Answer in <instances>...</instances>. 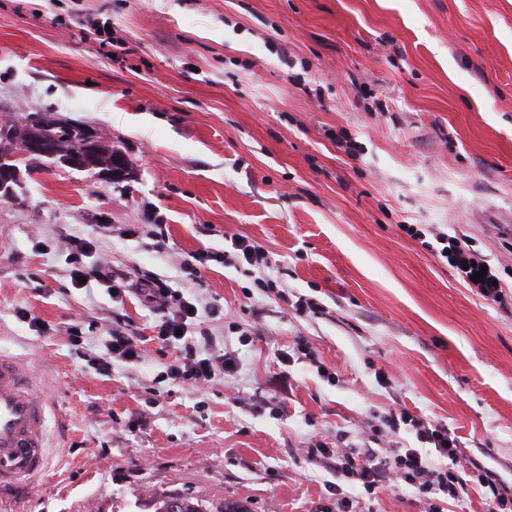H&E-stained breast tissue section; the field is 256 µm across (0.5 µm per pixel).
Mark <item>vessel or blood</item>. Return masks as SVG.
<instances>
[{"label": "vessel or blood", "mask_w": 512, "mask_h": 512, "mask_svg": "<svg viewBox=\"0 0 512 512\" xmlns=\"http://www.w3.org/2000/svg\"><path fill=\"white\" fill-rule=\"evenodd\" d=\"M44 399L13 360L0 357V483L48 464Z\"/></svg>", "instance_id": "obj_1"}]
</instances>
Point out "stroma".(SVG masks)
Instances as JSON below:
<instances>
[{
  "label": "stroma",
  "instance_id": "35a3bbf8",
  "mask_svg": "<svg viewBox=\"0 0 512 512\" xmlns=\"http://www.w3.org/2000/svg\"><path fill=\"white\" fill-rule=\"evenodd\" d=\"M29 112L86 125L132 172L31 159L0 198V356L48 401V468L0 484V512H151L167 490L336 512L334 463L307 448L417 447L384 427L394 409L512 482V226L493 221L512 212V0H0V124ZM126 224L164 225L166 248ZM406 224L466 238L507 305ZM73 235L196 301L236 372L168 379L158 315L72 286ZM235 236L287 300L213 261L186 285L182 265ZM120 323L143 358L104 376ZM299 341L311 358L281 364ZM349 493L362 512L427 510L404 485Z\"/></svg>",
  "mask_w": 512,
  "mask_h": 512
}]
</instances>
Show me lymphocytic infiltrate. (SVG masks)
<instances>
[{
    "label": "lymphocytic infiltrate",
    "mask_w": 512,
    "mask_h": 512,
    "mask_svg": "<svg viewBox=\"0 0 512 512\" xmlns=\"http://www.w3.org/2000/svg\"><path fill=\"white\" fill-rule=\"evenodd\" d=\"M435 255L444 258L456 268H462L463 278L480 272L484 278L476 288L485 299L502 302L501 287L495 286L494 269H483L482 261L465 244L464 240L446 234H436ZM69 271L71 281L86 278L87 281L106 285L113 301H123L126 293L139 295L160 317L157 339L164 345L176 346L177 356L169 367L175 378L193 386H201L212 380L216 373H228L236 367L227 354L198 357L185 335L198 315L197 306L177 293L165 281L149 276L131 277L129 272L117 270L111 265L95 261L97 246L93 240L79 236L69 242ZM385 425L396 432L409 428L418 441L414 448H396L391 459L381 458L365 448H326L315 446L309 456L332 458L336 461V480L329 483L328 491L335 495L337 512H357L360 501L349 496L345 485L360 486L366 495H374L390 486L393 479H400L413 486L429 508V512H445L448 500H460L467 496L471 485H479L486 512H512V485L493 476L480 467H471L469 473L453 468L460 450L458 441L447 429L432 424L406 410L388 412Z\"/></svg>",
    "instance_id": "f902f5d3"
}]
</instances>
